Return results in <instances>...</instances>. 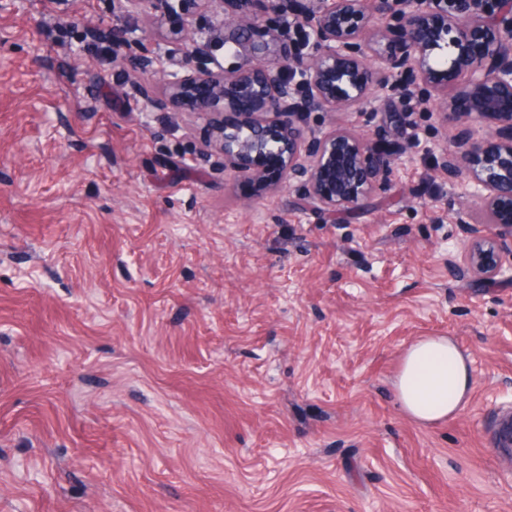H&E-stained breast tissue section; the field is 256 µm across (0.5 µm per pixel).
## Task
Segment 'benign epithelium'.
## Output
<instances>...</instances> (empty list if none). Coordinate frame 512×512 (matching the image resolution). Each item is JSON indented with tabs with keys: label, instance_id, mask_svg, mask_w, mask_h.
Instances as JSON below:
<instances>
[{
	"label": "benign epithelium",
	"instance_id": "obj_1",
	"mask_svg": "<svg viewBox=\"0 0 512 512\" xmlns=\"http://www.w3.org/2000/svg\"><path fill=\"white\" fill-rule=\"evenodd\" d=\"M98 37L113 48L128 42L127 21L145 16L153 0H126ZM235 8L209 30L188 21L172 34L185 48L176 59L142 60L166 79V96L147 97L157 111L240 113L215 123L211 138L224 173L261 180L262 161L275 156L294 203L320 217L353 214L385 190L401 154L376 131L342 125L306 136L303 123L319 112H374L373 99L398 104L399 125L417 112L453 116L465 124L454 150L435 157L448 175L462 172L475 187L476 212L438 217L461 225L467 246L448 257V276L512 279L503 261L512 239V0H230ZM236 59L207 67L213 48ZM184 68V74L168 70ZM456 85L448 95V86ZM503 123L493 136L469 126L475 117Z\"/></svg>",
	"mask_w": 512,
	"mask_h": 512
}]
</instances>
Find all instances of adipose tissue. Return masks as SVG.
<instances>
[{
	"instance_id": "1",
	"label": "adipose tissue",
	"mask_w": 512,
	"mask_h": 512,
	"mask_svg": "<svg viewBox=\"0 0 512 512\" xmlns=\"http://www.w3.org/2000/svg\"><path fill=\"white\" fill-rule=\"evenodd\" d=\"M392 386L402 412L416 423L448 420L471 399L469 357L453 337H420L403 352Z\"/></svg>"
}]
</instances>
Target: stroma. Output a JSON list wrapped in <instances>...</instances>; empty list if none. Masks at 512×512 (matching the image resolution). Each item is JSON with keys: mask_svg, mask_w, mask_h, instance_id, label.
<instances>
[{"mask_svg": "<svg viewBox=\"0 0 512 512\" xmlns=\"http://www.w3.org/2000/svg\"><path fill=\"white\" fill-rule=\"evenodd\" d=\"M175 5L115 64L120 0H0V512H512V283L448 276L457 125L416 116L364 214L293 208L134 91ZM437 335L474 389L422 426L391 380ZM495 447L496 453L512 461V410H504L499 418Z\"/></svg>", "mask_w": 512, "mask_h": 512, "instance_id": "stroma-1", "label": "stroma"}]
</instances>
